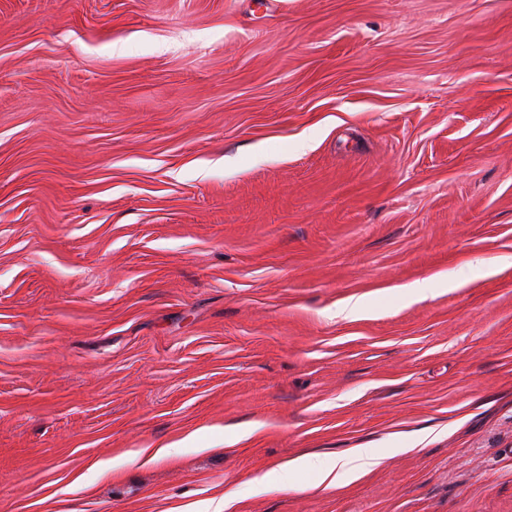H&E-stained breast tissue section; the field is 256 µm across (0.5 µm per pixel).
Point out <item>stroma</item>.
Returning a JSON list of instances; mask_svg holds the SVG:
<instances>
[{"label":"stroma","mask_w":512,"mask_h":512,"mask_svg":"<svg viewBox=\"0 0 512 512\" xmlns=\"http://www.w3.org/2000/svg\"><path fill=\"white\" fill-rule=\"evenodd\" d=\"M228 491L512 512V0H0V512ZM386 457L376 448H350L336 457L304 453L285 464V470L304 469L312 473L309 489H330L342 481H355L379 467Z\"/></svg>","instance_id":"35a3bbf8"}]
</instances>
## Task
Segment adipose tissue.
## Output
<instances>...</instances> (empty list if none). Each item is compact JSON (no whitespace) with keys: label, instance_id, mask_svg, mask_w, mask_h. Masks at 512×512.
<instances>
[{"label":"adipose tissue","instance_id":"obj_1","mask_svg":"<svg viewBox=\"0 0 512 512\" xmlns=\"http://www.w3.org/2000/svg\"><path fill=\"white\" fill-rule=\"evenodd\" d=\"M384 461L381 452L374 448H350L335 457L305 453L285 466L286 471L303 469L311 472L310 483L314 489L338 487L342 481H355L365 473L379 467Z\"/></svg>","mask_w":512,"mask_h":512}]
</instances>
